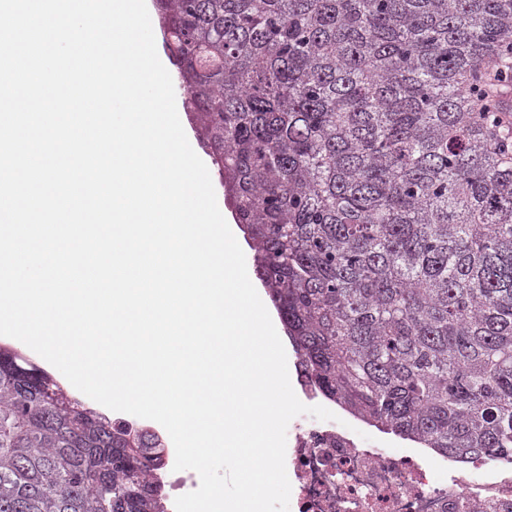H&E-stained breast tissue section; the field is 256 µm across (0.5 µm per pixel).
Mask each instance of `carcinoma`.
Returning a JSON list of instances; mask_svg holds the SVG:
<instances>
[{"mask_svg": "<svg viewBox=\"0 0 512 512\" xmlns=\"http://www.w3.org/2000/svg\"><path fill=\"white\" fill-rule=\"evenodd\" d=\"M306 382L512 460V0H156ZM0 512H169L160 437L0 357Z\"/></svg>", "mask_w": 512, "mask_h": 512, "instance_id": "1", "label": "carcinoma"}]
</instances>
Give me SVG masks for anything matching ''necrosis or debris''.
Instances as JSON below:
<instances>
[{"instance_id": "4bbe7bcc", "label": "necrosis or debris", "mask_w": 512, "mask_h": 512, "mask_svg": "<svg viewBox=\"0 0 512 512\" xmlns=\"http://www.w3.org/2000/svg\"><path fill=\"white\" fill-rule=\"evenodd\" d=\"M287 458L295 512H512V461L429 463L368 446L335 422L305 419L288 435Z\"/></svg>"}]
</instances>
